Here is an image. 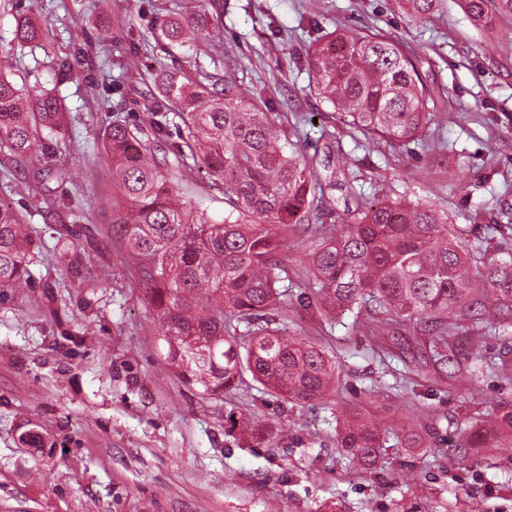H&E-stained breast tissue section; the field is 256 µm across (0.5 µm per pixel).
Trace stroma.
Masks as SVG:
<instances>
[{
    "instance_id": "35a3bbf8",
    "label": "stroma",
    "mask_w": 512,
    "mask_h": 512,
    "mask_svg": "<svg viewBox=\"0 0 512 512\" xmlns=\"http://www.w3.org/2000/svg\"><path fill=\"white\" fill-rule=\"evenodd\" d=\"M201 11L216 18L209 38L194 52L171 47L163 23ZM24 18L49 26L53 48L15 45ZM342 28L391 36L412 59L433 112L421 141L367 138L310 91L309 47ZM1 47L32 94L52 89L62 100L67 127L49 145L67 176L0 151V200L33 239L27 287L0 288V512H512V446L462 448L455 435L472 410L468 392L492 414L512 405V375L457 380L373 340L372 311L356 329L326 315L311 288L309 240L285 237L288 276L271 316L335 355L339 378L326 397L290 402L248 373L214 398L183 384L126 267L102 144L116 121L159 138L181 194L222 218L223 185L177 166L179 117L169 114L159 136L150 117L163 103L159 75L217 91L231 81L296 126L327 223L365 201L407 196L447 211L474 240L481 225H512V15L481 30L459 0L422 20L399 0H8ZM65 57L78 77L55 73ZM347 407L384 434L373 465L336 446ZM34 425L54 442L38 454L18 444ZM413 433L425 447H400Z\"/></svg>"
}]
</instances>
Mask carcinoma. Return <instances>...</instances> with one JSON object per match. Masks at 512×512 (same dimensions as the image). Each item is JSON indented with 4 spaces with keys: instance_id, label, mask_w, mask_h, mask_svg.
<instances>
[{
    "instance_id": "1",
    "label": "carcinoma",
    "mask_w": 512,
    "mask_h": 512,
    "mask_svg": "<svg viewBox=\"0 0 512 512\" xmlns=\"http://www.w3.org/2000/svg\"><path fill=\"white\" fill-rule=\"evenodd\" d=\"M423 19L442 0H405ZM473 24L489 28L494 14L512 15V0H462ZM210 17L163 30L183 48L184 27L196 36ZM48 28L23 21L15 39H45ZM309 88L365 135L388 141L418 138L431 112L419 75L400 44L378 33L335 32L306 55ZM165 99L178 109L186 136L184 167L204 169L224 185V217L212 221L182 199L169 174L136 128L114 123L104 150L115 187L114 223L121 225L142 287L164 329L165 361L186 384L220 395L251 373L287 401L325 397L336 379V362L312 343L286 335L269 317L286 273L281 238L294 232L320 240L309 254L322 308L343 314L373 301L391 323H411L425 333L420 355L472 378L484 367L473 335L512 330V256L472 265L464 230L438 207L409 199H377L339 224H321L319 184L280 115L232 83L216 93L201 82L167 74ZM64 108L50 91L29 95L15 73L0 68V149L25 158L43 133L62 135ZM31 240L19 213L0 202V288H19L29 275ZM234 317L237 329L224 321ZM463 448L512 443V409L482 426H456ZM47 435L34 426L23 447L45 448ZM337 447L364 465L377 457L375 425L350 411L338 423Z\"/></svg>"
}]
</instances>
